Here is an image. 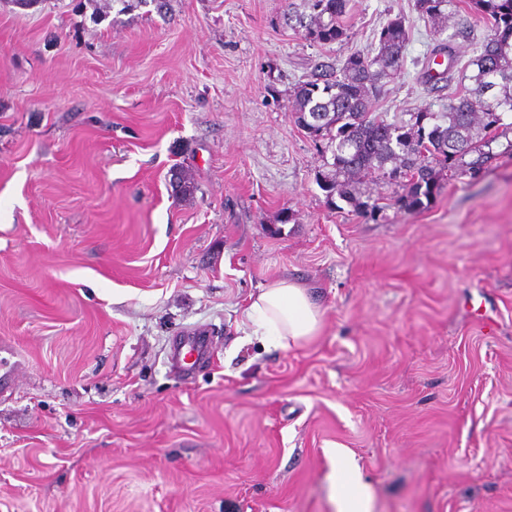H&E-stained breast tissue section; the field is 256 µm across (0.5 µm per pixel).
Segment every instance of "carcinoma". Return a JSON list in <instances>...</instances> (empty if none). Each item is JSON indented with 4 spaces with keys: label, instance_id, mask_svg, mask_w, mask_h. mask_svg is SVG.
Wrapping results in <instances>:
<instances>
[{
    "label": "carcinoma",
    "instance_id": "cac0c4a2",
    "mask_svg": "<svg viewBox=\"0 0 512 512\" xmlns=\"http://www.w3.org/2000/svg\"><path fill=\"white\" fill-rule=\"evenodd\" d=\"M151 3L157 13L169 0H107L125 13L132 3ZM348 0H307L309 12L287 11L285 24L315 43L348 37L341 23ZM451 0H414L415 10L433 20L444 16ZM473 9L492 21L482 51L462 67L471 82L467 93L448 99V111L428 108L407 121H389L370 111L386 83L401 73L408 32L404 17L391 19L378 33L375 54L353 53L338 63H315L293 90L295 123L320 147L324 170L317 181L328 203L339 198L362 215L377 217L380 207L360 200L354 185L377 179L401 187L394 205L404 212L427 208L441 190L440 173L479 178L496 156L492 144L512 132V0H471ZM470 74H465V71ZM180 196L194 192L187 172L171 182Z\"/></svg>",
    "mask_w": 512,
    "mask_h": 512
}]
</instances>
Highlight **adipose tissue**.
<instances>
[{
    "mask_svg": "<svg viewBox=\"0 0 512 512\" xmlns=\"http://www.w3.org/2000/svg\"><path fill=\"white\" fill-rule=\"evenodd\" d=\"M247 316L254 336L283 350L309 342L322 330V313L307 288L286 279L261 288Z\"/></svg>",
    "mask_w": 512,
    "mask_h": 512,
    "instance_id": "obj_1",
    "label": "adipose tissue"
}]
</instances>
